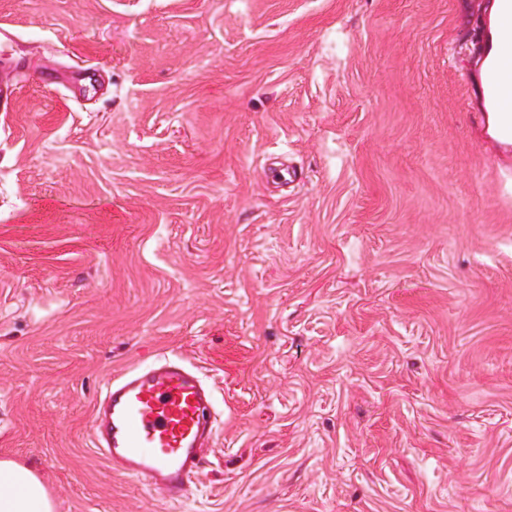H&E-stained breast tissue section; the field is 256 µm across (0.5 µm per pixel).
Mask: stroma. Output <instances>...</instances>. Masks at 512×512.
I'll return each instance as SVG.
<instances>
[{
	"instance_id": "stroma-1",
	"label": "stroma",
	"mask_w": 512,
	"mask_h": 512,
	"mask_svg": "<svg viewBox=\"0 0 512 512\" xmlns=\"http://www.w3.org/2000/svg\"><path fill=\"white\" fill-rule=\"evenodd\" d=\"M487 25L476 0H0V457L57 512H512ZM161 353L216 387L180 504L89 432Z\"/></svg>"
}]
</instances>
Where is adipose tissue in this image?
I'll return each mask as SVG.
<instances>
[{"instance_id": "ef3b65f1", "label": "adipose tissue", "mask_w": 512, "mask_h": 512, "mask_svg": "<svg viewBox=\"0 0 512 512\" xmlns=\"http://www.w3.org/2000/svg\"><path fill=\"white\" fill-rule=\"evenodd\" d=\"M0 512H57V502L36 470L1 458Z\"/></svg>"}]
</instances>
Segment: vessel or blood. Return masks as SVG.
<instances>
[{
  "instance_id": "b4317fda",
  "label": "vessel or blood",
  "mask_w": 512,
  "mask_h": 512,
  "mask_svg": "<svg viewBox=\"0 0 512 512\" xmlns=\"http://www.w3.org/2000/svg\"><path fill=\"white\" fill-rule=\"evenodd\" d=\"M214 404L200 367L157 357L106 380L90 415L93 446L110 470L184 502L214 434Z\"/></svg>"
}]
</instances>
